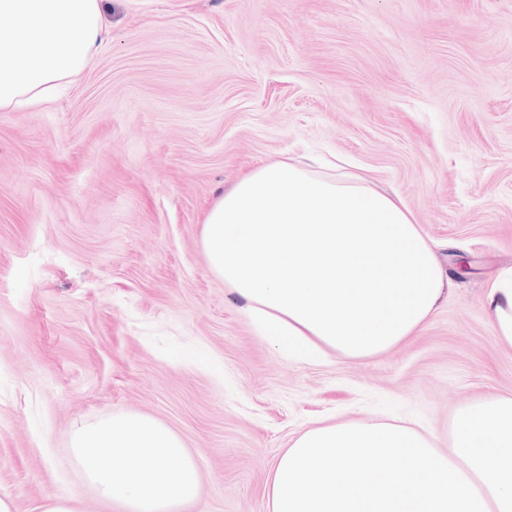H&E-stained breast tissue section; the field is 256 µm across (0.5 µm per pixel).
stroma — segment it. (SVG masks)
I'll use <instances>...</instances> for the list:
<instances>
[{"mask_svg":"<svg viewBox=\"0 0 512 512\" xmlns=\"http://www.w3.org/2000/svg\"><path fill=\"white\" fill-rule=\"evenodd\" d=\"M109 37L42 110L0 112V493L67 489L73 422L119 411L196 455L188 512H266L322 420L453 413L512 394L488 285L512 269V0H111ZM339 157L399 195L453 286L380 356L298 361L211 272L220 191Z\"/></svg>","mask_w":512,"mask_h":512,"instance_id":"obj_1","label":"stroma"}]
</instances>
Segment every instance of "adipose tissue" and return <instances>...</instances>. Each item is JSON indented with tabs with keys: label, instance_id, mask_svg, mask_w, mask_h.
<instances>
[{
	"label": "adipose tissue",
	"instance_id": "obj_1",
	"mask_svg": "<svg viewBox=\"0 0 512 512\" xmlns=\"http://www.w3.org/2000/svg\"><path fill=\"white\" fill-rule=\"evenodd\" d=\"M108 0H0V112L44 109L108 35ZM211 272L288 356L363 360L424 328L451 287L399 196L361 175L317 176L275 161L242 176L210 209ZM499 342L512 349V274L489 285ZM267 512H512V395L476 399L448 446L373 418L301 432L265 486Z\"/></svg>",
	"mask_w": 512,
	"mask_h": 512
}]
</instances>
